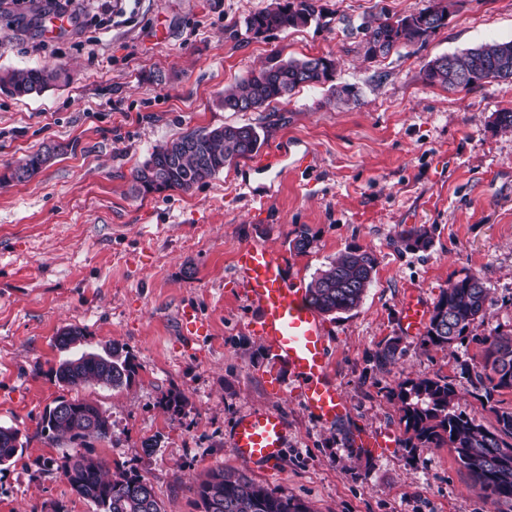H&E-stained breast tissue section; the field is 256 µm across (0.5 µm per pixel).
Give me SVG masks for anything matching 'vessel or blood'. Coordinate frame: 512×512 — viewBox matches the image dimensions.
<instances>
[{
    "mask_svg": "<svg viewBox=\"0 0 512 512\" xmlns=\"http://www.w3.org/2000/svg\"><path fill=\"white\" fill-rule=\"evenodd\" d=\"M237 281L254 302L253 332L274 362L295 379L294 390L320 423L333 424L346 414L336 384L329 378L330 353L318 312L293 277L287 257L271 247L246 244L234 255ZM424 300L410 298L400 310L407 333L425 323ZM288 446V424L276 412L252 411L239 417L230 433V447L242 463L276 472Z\"/></svg>",
    "mask_w": 512,
    "mask_h": 512,
    "instance_id": "1",
    "label": "vessel or blood"
}]
</instances>
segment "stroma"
<instances>
[{
    "label": "stroma",
    "mask_w": 512,
    "mask_h": 512,
    "mask_svg": "<svg viewBox=\"0 0 512 512\" xmlns=\"http://www.w3.org/2000/svg\"><path fill=\"white\" fill-rule=\"evenodd\" d=\"M267 2L115 0L111 29L83 14L51 32L43 0L23 10L0 0V72L60 64L70 73L68 84L38 96L0 93V173L44 144L62 147L31 181L0 185V426L18 429L25 443L20 458L0 466V512H96L61 469L76 445L41 430L62 396L106 411L112 438L92 455L145 478L164 512H200L188 487L216 468L311 512H494L449 448L402 447L395 390L406 379L444 377L458 410L480 412L463 366L479 353V337L512 328V130L494 124L512 109V83L449 91L423 78L435 57L512 40V0H458L424 45L374 60L363 57L359 24L417 12L427 0H322L325 22L253 37L244 20ZM42 41L47 51L34 52ZM322 55L335 58L338 82L359 89L358 102L301 87L260 112L219 104L271 59ZM224 124L256 126L264 149L308 155L310 165L273 184L248 158L186 192L131 194L130 172L155 146ZM420 225L430 247L407 250L404 232ZM303 226L313 243L299 253L289 243ZM251 243L285 251L305 285L348 248L377 258L360 306L321 318L347 406L335 424L319 423L296 393L266 385L277 368L233 278L236 250ZM468 274L489 292L472 339L427 348L404 333L399 311L409 297L435 303ZM185 307L208 323L207 334L183 335ZM73 326L85 331L83 351L123 346L135 379L73 391L54 382L65 356L55 338ZM391 341L397 358L380 366L375 354ZM172 395L180 411L167 409ZM256 409L288 422L273 474L230 449L235 420ZM364 432L392 440V449L365 453L356 446Z\"/></svg>",
    "instance_id": "stroma-1"
}]
</instances>
